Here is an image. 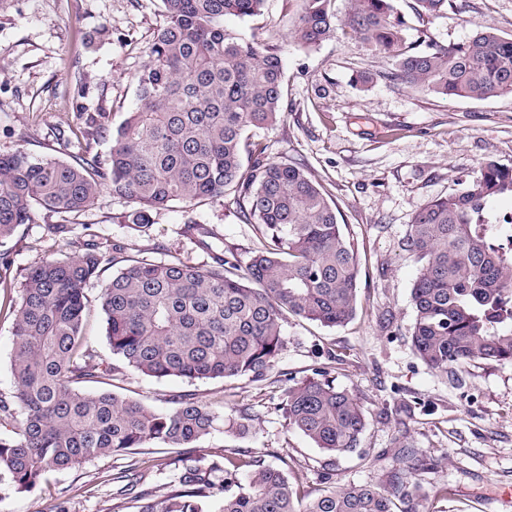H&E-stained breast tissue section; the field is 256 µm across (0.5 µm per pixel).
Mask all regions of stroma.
<instances>
[{"mask_svg": "<svg viewBox=\"0 0 512 512\" xmlns=\"http://www.w3.org/2000/svg\"><path fill=\"white\" fill-rule=\"evenodd\" d=\"M463 2V10L424 20L413 0H395L409 49L460 43L484 27L512 35V0ZM301 9L302 0H264L260 15H229L224 26L282 59L284 115L249 137L266 145L271 160L305 168L336 203L360 261L356 316L333 329L287 317L285 346L264 382L157 380L130 370L117 391L159 410L181 394L211 403L223 419L198 453L284 468L303 495L334 481L385 484L407 441L427 465L424 491L450 490L433 512H512V501L502 498L512 491V364L470 363L455 384L413 353L417 265L405 247L408 226L426 203L463 189L482 162L512 165V96L448 99L389 84L381 75L393 60L344 31L313 48L298 46ZM163 22L160 0H0V154H82L106 163L113 134L137 105L135 77ZM362 72L370 83L357 82ZM97 112L106 130L92 137L84 116ZM132 208L105 188L76 212L34 207L33 222L8 243L12 277L22 280L42 258L72 255L88 232L106 244L122 241L132 255L197 266L208 263V248L244 263L260 245L254 226L222 198L194 210L211 232L204 247L184 235L180 206L152 211L149 224L136 229L127 219ZM51 224L70 231L50 233ZM318 370L361 402L367 428L354 453L329 456L287 426L283 376L299 380ZM244 412L254 416L246 432L230 431L228 420ZM117 466V458L98 457L53 474L47 488L31 494L14 493L1 470L0 512H46L61 489L70 512H135L132 502L112 499Z\"/></svg>", "mask_w": 512, "mask_h": 512, "instance_id": "obj_1", "label": "stroma"}]
</instances>
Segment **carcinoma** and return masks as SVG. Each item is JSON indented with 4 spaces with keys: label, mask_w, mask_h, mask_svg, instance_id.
<instances>
[{
    "label": "carcinoma",
    "mask_w": 512,
    "mask_h": 512,
    "mask_svg": "<svg viewBox=\"0 0 512 512\" xmlns=\"http://www.w3.org/2000/svg\"><path fill=\"white\" fill-rule=\"evenodd\" d=\"M295 42L310 48L337 24L372 50L395 59L382 79L442 98L487 101L512 95V36L485 27L462 44L413 52L394 0H350L344 20L331 0H302ZM264 0H162L164 25L136 77L138 104L112 136L107 168L82 155L37 160L0 155V314L13 317L14 388L0 394V469L17 494L100 456L142 448H193L220 420L207 403L182 394L157 411L114 392L130 368L146 376L188 380L246 376L266 380L283 350L291 315L324 327L349 323L357 311L359 259L337 218L335 202L296 164L276 162L249 141L253 128L282 116L280 55L224 27L250 18ZM455 0H414L418 16L435 18ZM134 204L133 226L150 212L181 204L186 232L210 252L196 267L173 257L125 254L124 243L88 239L78 253L42 259L21 282L19 301L8 251L16 229L38 205L56 213L89 206L102 187ZM512 195V166L480 165L463 189L430 201L413 217L406 250L418 265L411 297L412 348L429 368L452 375L482 360L512 363V219L491 224L487 202ZM229 198L263 238L242 265L205 241L210 231L190 213ZM116 271L97 298L110 358L89 348L88 283ZM288 428L332 456L354 452L366 428L355 395L324 372L285 378ZM398 452L388 484H341L303 503L283 470L220 454L186 457L170 489L157 498L139 489L137 460L112 475L115 499L138 512H423L428 494ZM248 476L243 473L248 468Z\"/></svg>",
    "instance_id": "obj_1"
}]
</instances>
